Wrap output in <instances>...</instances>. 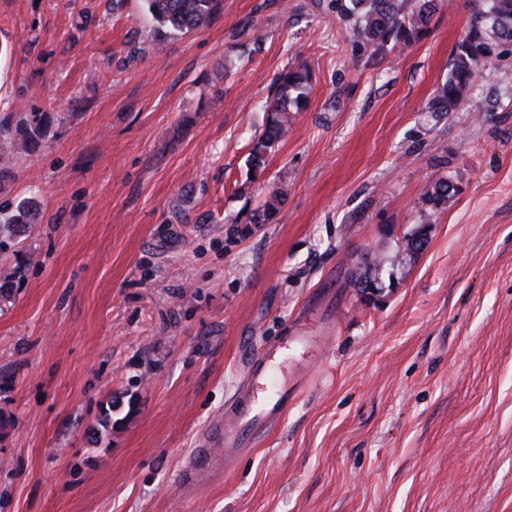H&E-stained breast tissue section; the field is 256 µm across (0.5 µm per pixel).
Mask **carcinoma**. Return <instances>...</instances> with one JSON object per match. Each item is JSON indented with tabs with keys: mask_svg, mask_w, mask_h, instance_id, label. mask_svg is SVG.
Wrapping results in <instances>:
<instances>
[{
	"mask_svg": "<svg viewBox=\"0 0 512 512\" xmlns=\"http://www.w3.org/2000/svg\"><path fill=\"white\" fill-rule=\"evenodd\" d=\"M435 8V0H349L344 17L365 45L379 52L392 42H411L423 35ZM151 19L161 30L191 32L208 25L224 11V0H148ZM512 44V0H473L469 30L452 59L448 77L437 87L430 104L433 112H452L483 77L484 67L502 47ZM309 73L303 67H290L276 80L275 92L265 101L267 128L253 146L247 163L250 172H259L274 145L288 134L294 113L304 109L308 97ZM22 144L0 142V175L10 171L12 156ZM454 187L440 178L425 193L434 207L445 204ZM28 206L17 212L0 210V236L21 231L29 216ZM21 276V264L0 269V296L8 295Z\"/></svg>",
	"mask_w": 512,
	"mask_h": 512,
	"instance_id": "cac0c4a2",
	"label": "carcinoma"
}]
</instances>
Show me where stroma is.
I'll list each match as a JSON object with an SVG mask.
<instances>
[{
  "mask_svg": "<svg viewBox=\"0 0 512 512\" xmlns=\"http://www.w3.org/2000/svg\"><path fill=\"white\" fill-rule=\"evenodd\" d=\"M436 3L375 53L336 0H224L184 34L145 0H0V138L27 144L0 207L33 215L0 251L31 258L0 297V512H512V47L429 112L470 17ZM291 66L307 105L250 174ZM331 288L329 371L183 486L244 349Z\"/></svg>",
  "mask_w": 512,
  "mask_h": 512,
  "instance_id": "obj_1",
  "label": "stroma"
}]
</instances>
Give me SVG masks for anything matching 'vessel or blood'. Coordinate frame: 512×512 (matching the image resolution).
<instances>
[{
  "mask_svg": "<svg viewBox=\"0 0 512 512\" xmlns=\"http://www.w3.org/2000/svg\"><path fill=\"white\" fill-rule=\"evenodd\" d=\"M336 302L334 292L316 294L302 320L290 325L285 336L265 344L247 359L246 378L224 407V420L214 421L202 448L196 449L183 472L185 485L198 484L228 470L237 457L253 447L260 434L277 425L289 407L306 390L311 379L298 370L288 380H278L275 365L283 350L293 347L314 359L325 355L326 339L310 333L313 320L323 319Z\"/></svg>",
  "mask_w": 512,
  "mask_h": 512,
  "instance_id": "vessel-or-blood-1",
  "label": "vessel or blood"
}]
</instances>
